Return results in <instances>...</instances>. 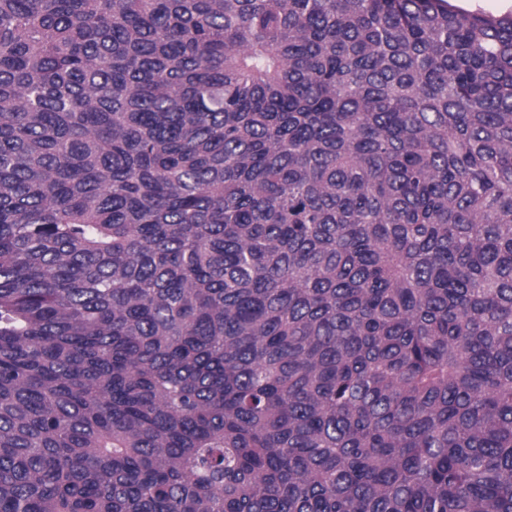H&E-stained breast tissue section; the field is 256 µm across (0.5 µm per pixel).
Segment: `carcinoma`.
I'll use <instances>...</instances> for the list:
<instances>
[{
    "label": "carcinoma",
    "mask_w": 512,
    "mask_h": 512,
    "mask_svg": "<svg viewBox=\"0 0 512 512\" xmlns=\"http://www.w3.org/2000/svg\"><path fill=\"white\" fill-rule=\"evenodd\" d=\"M0 512H512V14L0 0Z\"/></svg>",
    "instance_id": "obj_1"
}]
</instances>
